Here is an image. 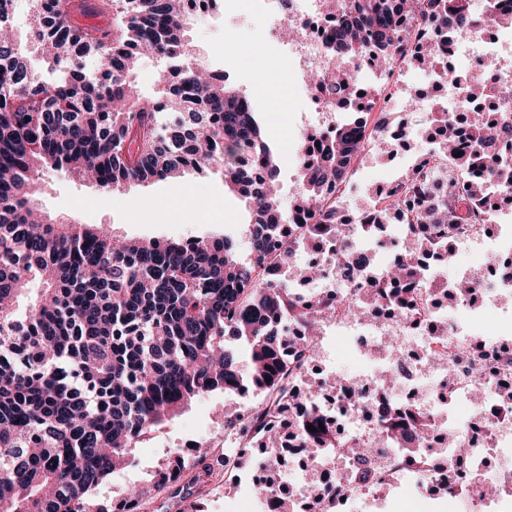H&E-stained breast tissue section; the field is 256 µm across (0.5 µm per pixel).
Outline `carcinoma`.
Segmentation results:
<instances>
[{
	"label": "carcinoma",
	"instance_id": "obj_1",
	"mask_svg": "<svg viewBox=\"0 0 512 512\" xmlns=\"http://www.w3.org/2000/svg\"><path fill=\"white\" fill-rule=\"evenodd\" d=\"M12 3L0 0V28L8 32L0 36V512H115L90 492L131 463L138 438L193 399L244 385L270 398L279 415L307 401L288 389V352L272 322L287 314L312 323L320 310L289 308L286 278L271 282L266 264L284 266L297 279H313L317 270L290 266V241L268 256L283 216L273 189L279 157L263 140L251 101L226 78L203 74L182 5L43 0L33 3L23 37L9 23ZM98 15L105 24L83 22ZM401 15L427 21L447 38L455 25L479 20L471 0H350L331 54L355 57L371 43L387 62L385 52L402 40L395 21ZM25 49L58 78L44 80ZM148 52L183 63L178 82L162 80L149 100L134 81ZM89 57L98 59V71L85 69ZM496 81L489 71L462 78L478 98L494 96ZM433 122L451 145L441 157L460 182L448 186V201L429 216L421 210L427 184L420 176L407 178L403 203H391L408 209L417 224L432 221L433 232L414 239L411 262L431 239L457 230L455 204L469 203L468 221L484 223L487 192L467 183L474 163L487 164L489 181L512 192V153L486 152L493 134L485 113H472L471 150L459 157L448 114L437 113ZM328 137L299 157L291 211L308 214L311 235L343 226L324 208L323 190L350 174L352 124ZM49 165L89 174L105 192L220 169L225 187L251 204L249 251L239 255L228 236L120 240L95 226L39 221L34 189ZM232 341L247 344L246 374ZM420 424L421 415L407 411L385 429ZM295 427L296 438H315L318 455L336 447L315 417L299 415ZM217 465L226 461L203 455L187 475L176 457L120 506L148 510L151 491L205 484L221 475Z\"/></svg>",
	"mask_w": 512,
	"mask_h": 512
}]
</instances>
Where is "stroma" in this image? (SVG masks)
I'll list each match as a JSON object with an SVG mask.
<instances>
[{"mask_svg": "<svg viewBox=\"0 0 512 512\" xmlns=\"http://www.w3.org/2000/svg\"><path fill=\"white\" fill-rule=\"evenodd\" d=\"M224 32L220 16L193 19L187 25V37L197 59L210 69L230 64L232 85L260 111L264 138L280 157L281 202L290 204L299 179L294 155L295 121L307 92L287 82L277 62H270L268 73L261 77L235 54L218 56L216 45L223 41ZM428 147L426 137L419 135L413 143L379 151L361 174L363 188L372 189L389 181L400 165L415 160ZM40 181L43 190L39 207L51 219L96 225L121 238L185 240L228 235L241 239L251 219L245 200L225 188L218 170L205 174L189 170L174 182L132 183L113 195L50 167L42 170ZM203 199L210 207L202 212L197 205ZM240 409L237 395L221 391L192 400L177 417L140 439L132 450L131 464L96 488L93 500L108 504L122 497L128 487L146 484L151 473L177 450L186 469H193L197 457L188 452V443H208L215 454H223L224 425ZM202 498L203 512H257L251 487L242 482L214 480L203 490Z\"/></svg>", "mask_w": 512, "mask_h": 512, "instance_id": "stroma-1", "label": "stroma"}]
</instances>
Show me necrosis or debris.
<instances>
[{
    "label": "necrosis or debris",
    "mask_w": 512,
    "mask_h": 512,
    "mask_svg": "<svg viewBox=\"0 0 512 512\" xmlns=\"http://www.w3.org/2000/svg\"><path fill=\"white\" fill-rule=\"evenodd\" d=\"M268 41L275 49L282 71L291 80L308 79L311 72L329 75L332 67L328 46L336 33L332 0H270L266 6ZM406 48L393 52L388 66H379L372 49L339 63L352 83L371 80L376 96L384 103L373 125L362 133L352 156L353 171H361L372 155L387 143L405 144L412 132L408 116L418 115L421 127H429L430 114L442 108L457 124H465L468 112H491L493 99L466 98L458 75L449 69L430 73L431 81L444 90L438 102L421 94V73L406 62L419 46L434 45L439 57L452 61L461 56L493 65L506 85H512V25L495 20L483 29L462 27L447 40L419 21L407 25ZM340 97L330 83L312 91L298 123L300 142L318 141L338 122ZM404 180L377 186L369 203L356 201L352 185L327 186L326 206L335 208L347 221L343 233L327 230L317 236L290 229L296 249L308 263L319 266L317 280L296 281V295L303 303L323 309L316 331L304 323L289 322L287 338L306 343L304 351H290L297 369L288 379L303 390L309 367L323 368L332 389L316 388L309 399L338 441L357 442L375 449L372 464L362 465L337 450L340 465L325 467L313 455L290 460L296 470V512L308 503L310 477H320L331 494L330 512H378L394 490L414 481L437 490L451 500H463L470 512H500L502 503L488 492V484L512 487V469L499 468L492 482L483 475L491 457L512 456V234L488 242L485 226L434 240L428 254L419 257L408 282L417 295L413 307L402 309L381 300L387 267L378 262L379 236L371 224L377 212H385L391 237L408 247L413 231L406 211L394 207L403 196ZM467 252L499 259L494 273L485 267L459 269L456 278L472 282L471 291L457 296L456 316L445 315L431 302L447 267L449 244ZM352 304L368 307L365 317L348 316ZM495 310L494 333L479 335L473 319ZM346 339L350 352L359 354L364 366L349 377L336 376L325 364L336 338ZM410 409L426 416L430 427L424 437L393 440L381 428L383 410Z\"/></svg>",
    "instance_id": "4bbe7bcc"
}]
</instances>
